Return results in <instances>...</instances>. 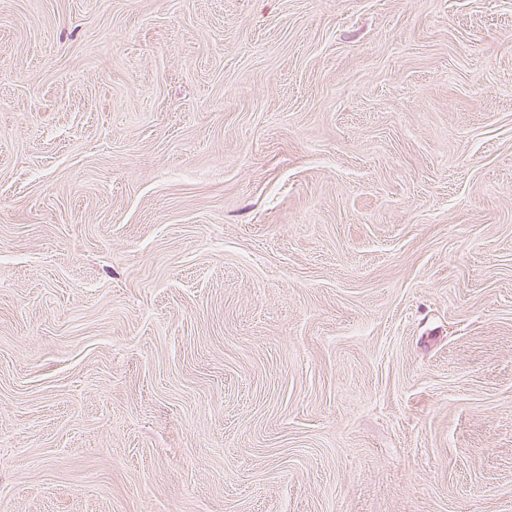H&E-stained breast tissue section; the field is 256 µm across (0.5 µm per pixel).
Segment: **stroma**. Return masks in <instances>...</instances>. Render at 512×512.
Wrapping results in <instances>:
<instances>
[{"label":"stroma","instance_id":"1","mask_svg":"<svg viewBox=\"0 0 512 512\" xmlns=\"http://www.w3.org/2000/svg\"><path fill=\"white\" fill-rule=\"evenodd\" d=\"M0 512H512V0H0Z\"/></svg>","mask_w":512,"mask_h":512}]
</instances>
